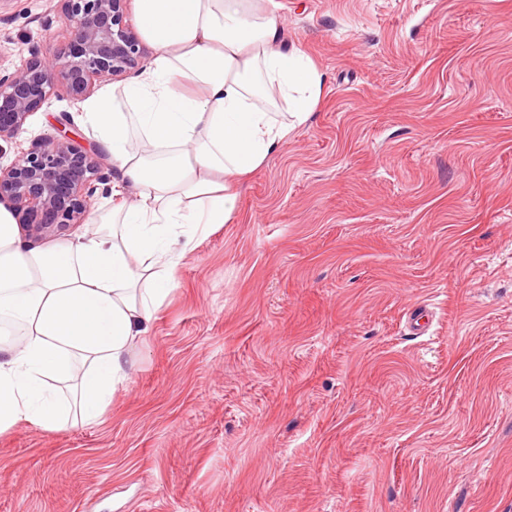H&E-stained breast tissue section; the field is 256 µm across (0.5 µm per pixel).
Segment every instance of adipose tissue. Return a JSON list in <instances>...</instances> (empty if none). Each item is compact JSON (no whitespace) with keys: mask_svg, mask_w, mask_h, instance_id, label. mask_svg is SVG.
Here are the masks:
<instances>
[{"mask_svg":"<svg viewBox=\"0 0 512 512\" xmlns=\"http://www.w3.org/2000/svg\"><path fill=\"white\" fill-rule=\"evenodd\" d=\"M272 0H135L150 64L84 106L112 156L111 211L36 248L0 204V434L96 424L199 237L305 124L324 76L280 45ZM137 199L124 204L125 190Z\"/></svg>","mask_w":512,"mask_h":512,"instance_id":"adipose-tissue-1","label":"adipose tissue"}]
</instances>
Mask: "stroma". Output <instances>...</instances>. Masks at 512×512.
<instances>
[{"label":"stroma","mask_w":512,"mask_h":512,"mask_svg":"<svg viewBox=\"0 0 512 512\" xmlns=\"http://www.w3.org/2000/svg\"><path fill=\"white\" fill-rule=\"evenodd\" d=\"M322 96L182 258L100 423L0 434V512H512V0H274ZM0 0V71L67 48ZM100 146L64 88L18 144Z\"/></svg>","instance_id":"35a3bbf8"}]
</instances>
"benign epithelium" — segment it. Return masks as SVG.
<instances>
[{"label": "benign epithelium", "instance_id": "obj_1", "mask_svg": "<svg viewBox=\"0 0 512 512\" xmlns=\"http://www.w3.org/2000/svg\"><path fill=\"white\" fill-rule=\"evenodd\" d=\"M68 49L62 57L34 52L21 68L0 74V139L19 135L27 117L41 109L63 83L81 99L105 78H121L139 65L142 41L128 20V0H63ZM99 153L68 136L47 137L19 148L0 167V202L7 203L29 238L82 224L98 185L108 179Z\"/></svg>", "mask_w": 512, "mask_h": 512}]
</instances>
